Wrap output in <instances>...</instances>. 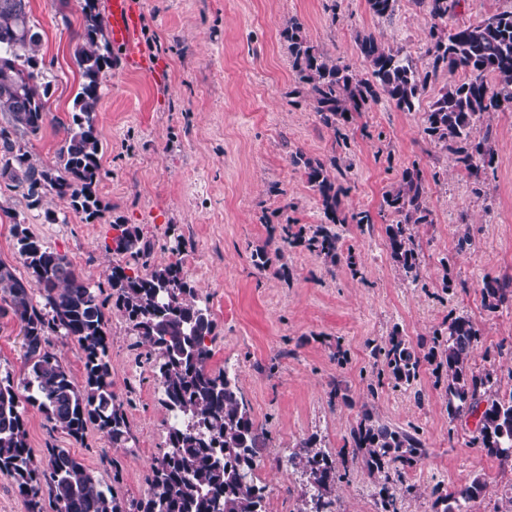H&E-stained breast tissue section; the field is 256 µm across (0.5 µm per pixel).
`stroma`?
Wrapping results in <instances>:
<instances>
[{"instance_id": "1", "label": "stroma", "mask_w": 512, "mask_h": 512, "mask_svg": "<svg viewBox=\"0 0 512 512\" xmlns=\"http://www.w3.org/2000/svg\"><path fill=\"white\" fill-rule=\"evenodd\" d=\"M143 24L139 44L162 72V81L128 69L124 59L103 78L97 114L103 143L99 196L102 210L92 220L68 202L47 195L28 209L21 189L0 182V261L24 273L15 248L14 221H21L46 245L66 254L84 279L109 297L112 266L126 254L107 251L112 225H138L153 245L150 264L190 259L188 276L215 322L211 369L236 373L256 427L266 443L254 477L265 485L268 512H296L305 489L301 470L289 459L301 443L316 438L336 453L352 427L371 411L402 428H417L424 455L405 469L407 492L398 512H442L436 495L482 477V494L471 512H494L512 468L470 447L474 420L449 421L443 384L432 363H423L416 390H405L372 372V347L392 333L412 343L428 339L444 321L469 317L482 329L477 369L512 368V301L489 311L485 278L512 276V112L488 119L495 162L486 191L475 194L465 172L430 144L423 112L441 88L463 75L443 72L429 83L419 110L404 112L379 96L349 127L345 146L309 102L292 95L294 76L279 36L288 18L299 17L314 45L358 74L366 63L357 34H373L403 47L417 70L430 19L413 0H397L380 18L366 0H139ZM42 32L40 54L57 82L50 110L58 119L28 150L49 163L61 145L73 98L81 81L74 52L84 27L83 0H30ZM312 159L337 154L351 170L340 197L344 215L369 212L371 225H339L354 262L330 266L304 247L283 262L259 269L252 262L272 228L322 223L321 201L290 156ZM422 172L434 221L413 227L420 250L422 284L409 285L386 244L383 196L403 169ZM55 220H47L46 212ZM470 234L459 246L462 234ZM112 390L121 402L132 437L121 446L89 428L77 442L27 407L30 446L36 455L65 448L80 459L101 486L130 501L149 490L151 466L165 449L169 418L160 387L120 312L108 322ZM26 371L23 336L12 316L0 318V372ZM422 399H415V392ZM331 493L340 512H377L378 482L362 463Z\"/></svg>"}]
</instances>
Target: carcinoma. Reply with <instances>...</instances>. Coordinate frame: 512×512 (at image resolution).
<instances>
[{"mask_svg": "<svg viewBox=\"0 0 512 512\" xmlns=\"http://www.w3.org/2000/svg\"><path fill=\"white\" fill-rule=\"evenodd\" d=\"M97 0H84L85 25L75 51L81 82L65 137L53 163L38 162L21 139L37 136L54 123L49 101L57 76L39 57L42 33L31 18L30 0H0V178L24 190L30 208L52 193L69 201L71 209L89 220L100 211L98 196L103 151L96 114L103 96L102 77L112 68V49L105 23L96 12ZM460 0H415L429 16L424 55L427 70L418 74L403 48L371 34L356 36L367 64L368 77L350 69L342 57L320 51L306 35L303 22L291 17L280 30L295 76L293 94L307 98L320 123L333 132L334 143L346 140L344 130L362 116L369 102L384 94L398 109L412 112L420 105L427 83L446 71H462V82L448 86L425 112L424 133L440 153L472 180L474 192L485 188L486 170L495 157L490 127L479 123L490 112L512 109V10L478 23L448 26V14ZM493 78L496 86L488 85ZM291 162L304 170L311 190L319 196L324 222L295 235L282 228L271 235L269 247L252 254L260 268L281 260L288 248L302 244L335 266L344 251L337 226L352 220L362 226L371 216L360 212L347 219L338 214L342 180L347 169L336 155L311 159L297 151ZM384 210L394 216L386 226L387 245L408 282L421 281L420 262L411 224L433 223L425 201L421 171L405 169L399 185L384 196ZM112 246L117 254L136 259L148 253L134 224L114 223ZM14 237L26 276L0 262V314L10 313L21 327L28 374L17 382L0 376V474L13 480L27 512H267L266 487L253 477L256 448L263 444L240 388L228 370L209 368L213 349L207 339L215 324L209 307L201 303L195 284L178 262L152 266L141 272L116 265L109 275L115 306L124 313L146 352L162 388L161 405L172 417L167 451L155 460L150 493L126 504L102 489L88 468L65 448H48L36 456L29 446L25 405L37 407L54 426L76 441L94 427L115 445L130 437L122 406L112 393L106 303L77 272L67 256L54 251L29 228L14 224ZM512 295V278L484 281L482 297L490 311ZM43 302L36 301V298ZM72 338L83 353V374L73 376L46 349L48 336ZM482 330L467 316H456L435 330L428 358L443 378L450 422L477 418L469 444L504 463L512 459V391L500 395L501 378L494 368L474 371ZM376 378L388 376L395 386L411 388L420 375V352L406 337L394 333L373 348ZM351 450L369 474L381 481L380 512H398L397 500L404 473L388 471L390 463L410 465L424 453L418 432L394 427L365 411L351 429L337 455ZM288 462L303 469L310 500L297 512H334L328 498L344 478L327 450L310 438ZM481 478L438 497L443 512H467L480 496Z\"/></svg>", "mask_w": 512, "mask_h": 512, "instance_id": "obj_1", "label": "carcinoma"}]
</instances>
